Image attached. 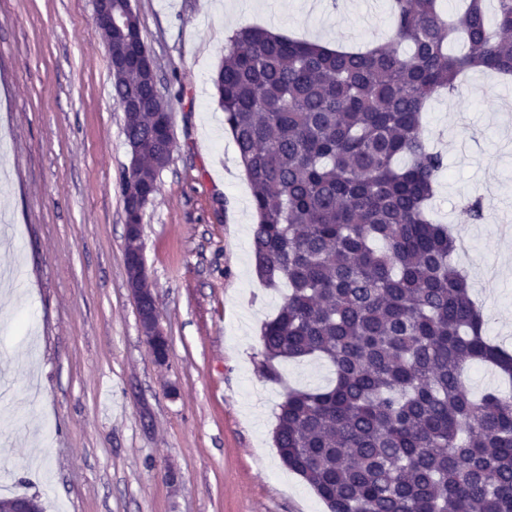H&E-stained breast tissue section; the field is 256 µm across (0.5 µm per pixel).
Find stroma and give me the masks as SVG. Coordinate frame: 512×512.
I'll return each instance as SVG.
<instances>
[{
	"label": "stroma",
	"instance_id": "stroma-1",
	"mask_svg": "<svg viewBox=\"0 0 512 512\" xmlns=\"http://www.w3.org/2000/svg\"><path fill=\"white\" fill-rule=\"evenodd\" d=\"M171 100L174 148L144 215L145 260L170 338L158 364L124 265L123 114L93 0H0V480L44 512H328L273 442L288 388L325 361L255 364L286 286L251 268L252 192L212 78L248 25L327 46L387 42V0H132ZM468 73L433 100L447 159L435 210L471 240L486 334L512 349V82ZM482 197L472 223L464 199Z\"/></svg>",
	"mask_w": 512,
	"mask_h": 512
}]
</instances>
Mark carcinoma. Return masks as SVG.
<instances>
[{
	"label": "carcinoma",
	"instance_id": "carcinoma-1",
	"mask_svg": "<svg viewBox=\"0 0 512 512\" xmlns=\"http://www.w3.org/2000/svg\"><path fill=\"white\" fill-rule=\"evenodd\" d=\"M389 0L394 37L365 50L332 48L257 26L232 32L214 85L253 189L252 251L269 287L286 282L264 323L259 372L319 358L325 388L279 404L274 444L329 512H512V391L481 397L462 374L493 366L512 382V352L488 341L456 239L430 210L442 153L423 112L455 95L468 71L512 76V0ZM115 52L146 46L138 16L113 33ZM458 41L464 52L448 53ZM147 70L112 78L116 104L140 108L123 127L137 147L121 172L124 210L158 192L168 155L157 141ZM469 219H484L482 198Z\"/></svg>",
	"mask_w": 512,
	"mask_h": 512
}]
</instances>
